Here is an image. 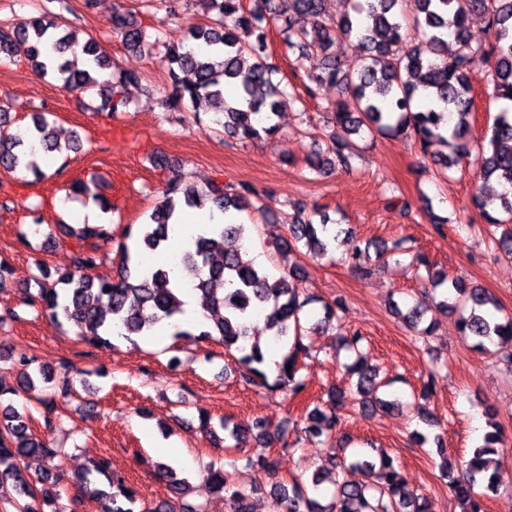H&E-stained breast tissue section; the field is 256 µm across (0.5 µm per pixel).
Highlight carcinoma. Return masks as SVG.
<instances>
[{"mask_svg":"<svg viewBox=\"0 0 512 512\" xmlns=\"http://www.w3.org/2000/svg\"><path fill=\"white\" fill-rule=\"evenodd\" d=\"M325 0H251L244 7L242 0H206L216 19L207 25L188 28L184 39L165 45L166 64L171 93L166 105L184 112L188 105L208 102L216 119L214 123L224 134L237 140H255L278 132L274 118L288 85L280 77L275 60L262 54L268 31L274 23L285 20L282 27L283 49L296 55L297 60L310 62L305 72L306 89L310 95L334 86L336 100L327 109L334 116V132L329 136L326 155L309 157L307 164L315 172L327 167L347 169L354 157L352 137L365 132H379L393 137L408 136L423 154L439 142L452 153L435 160L439 169L450 170L470 153L472 142L473 59L480 55L489 63L488 76L495 98L512 102V0H354L352 13L334 23L323 17ZM316 18L311 28L296 27L292 15ZM481 15L487 21L492 41H473L468 20ZM112 33L129 48L142 52L159 38L149 36L137 24L133 15L115 12L110 19ZM356 41L363 55L346 68L336 55V43ZM81 49L86 56V68L74 69L68 55ZM0 56L23 60L41 77L51 76L70 92L96 96L98 112H121L129 106L125 90L135 85L151 97L156 90L143 83L135 70L120 69L94 37L79 42L63 28L58 17L39 14L23 24L0 30ZM232 84L238 99L230 103L224 87ZM430 99L434 105L420 109L418 102ZM16 120L11 110L0 108V168L36 169L26 160L25 142L9 131ZM30 135L43 151L61 153L74 149V142L60 143L55 126L45 113L31 117ZM482 165L477 179L486 184L490 179L509 189L488 196L477 189L472 204L486 226V240L512 259V112L502 109L490 127V136L478 143ZM256 192L248 185L206 190L184 183L179 176L166 181L161 199L154 206L149 222L139 225L134 245L121 242L118 278L109 281L94 277L92 271L102 263V246L112 240V232L103 224L73 226L63 224L64 233L75 239L71 268L56 280H50L40 269L36 280L37 292L27 293L26 305L50 314L59 320H76L84 327V341L94 346H114L113 340L147 336L166 323L173 327L174 336L185 339H209L213 336L224 344L228 354L238 353V362L245 365L242 374L248 385L274 392L286 390L301 394L306 384L299 377V363L309 355L303 338L304 307L318 301L314 296L300 298L293 287L299 265L290 256L304 247L313 256L324 257L333 252L345 229L330 222L327 216L314 212L296 217L288 225V236L277 240L276 246L284 265L278 272L259 267L243 258L239 245L244 225L216 224L214 230L198 235L193 246L179 256L177 268L188 271L193 290L207 301V309L220 311L222 316L199 328H181L177 316L182 313L177 294L183 291L173 269L157 265L144 269L133 261V255L163 251L175 228L174 216L182 208H201L211 203L226 214L258 207ZM319 222H314V217ZM410 240L400 237L393 241L374 240L357 249L348 263L362 276H369L376 263L387 255L408 252ZM424 297L403 310L395 308L405 327L418 337L431 335L432 325H424L433 294L442 290L446 299L436 303L444 310H461L458 330L464 339L474 340L478 348L499 347L503 360L512 365V314L503 313L496 300L483 288L470 286L460 277L450 278L442 270L428 275ZM340 300L322 302V317L318 327H332L340 337V346L354 355L347 365L357 376L355 390L331 388L327 400L307 413L306 425L295 427L297 439H315L324 444L333 438L342 413L357 406L366 413L402 407L400 399L382 397L392 381L379 376L367 364L362 351L365 337L345 329L339 312ZM265 317L266 330L281 345L283 354L277 362L274 379L264 369L265 352L252 338L251 322L256 313ZM20 366V388L0 387V398L15 395L33 380L29 366L33 358L24 351L15 357ZM291 370H286V367ZM434 395V374L421 384L414 405L422 420H427L424 406ZM226 439L237 448L255 436L271 443V432L264 422L241 428L228 420L220 423ZM504 444L498 425L483 437L466 461L462 476L450 482L455 497L469 505L465 512H482L480 496L497 494L499 480L493 466V455ZM64 450L50 439L32 434L27 415L12 405L0 410V498L13 501L16 512H75L59 503L56 486L61 480V458ZM39 459L46 466L33 476L28 475L27 461ZM340 469L361 471L363 479L354 483H338L332 502L321 505L316 499L321 481L314 476L311 487L295 481L287 485L279 480V462L265 452L246 458V466L264 476L267 494L274 508L288 512H430L427 498L411 490L392 460L379 448H367L361 453L330 456ZM209 467L204 479L217 493L229 495L234 512H249L248 496L235 488L233 469ZM157 477L165 482L169 499L142 512H179L189 480L178 476L165 463L155 465ZM79 490L99 498L102 512H134L136 492L125 480L112 474L108 459L102 458L77 475Z\"/></svg>","mask_w":512,"mask_h":512,"instance_id":"carcinoma-1","label":"carcinoma"}]
</instances>
